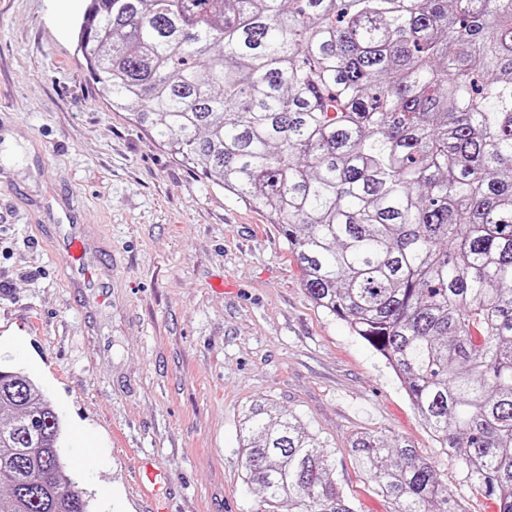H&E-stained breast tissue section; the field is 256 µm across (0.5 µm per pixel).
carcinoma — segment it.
<instances>
[{
  "label": "carcinoma",
  "instance_id": "1",
  "mask_svg": "<svg viewBox=\"0 0 512 512\" xmlns=\"http://www.w3.org/2000/svg\"><path fill=\"white\" fill-rule=\"evenodd\" d=\"M76 45L112 111L278 226L311 302L512 512V0H89ZM60 434L0 369V512H90ZM240 440L262 512H360L273 400ZM349 454L390 512H465L406 439Z\"/></svg>",
  "mask_w": 512,
  "mask_h": 512
}]
</instances>
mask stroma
I'll use <instances>...</instances> for the list:
<instances>
[{"mask_svg":"<svg viewBox=\"0 0 512 512\" xmlns=\"http://www.w3.org/2000/svg\"><path fill=\"white\" fill-rule=\"evenodd\" d=\"M85 0H0V365L24 371L95 459L73 478L92 512H261L239 420L272 399L327 440L330 476L389 512L358 473L353 434L412 442L464 512L496 505L460 477L383 358L317 309L277 225L177 162L100 98L76 50ZM99 225L112 301L66 288L46 241L61 217Z\"/></svg>","mask_w":512,"mask_h":512,"instance_id":"35a3bbf8","label":"stroma"}]
</instances>
